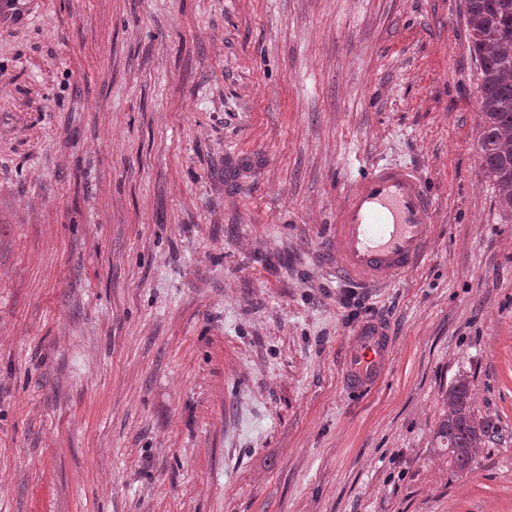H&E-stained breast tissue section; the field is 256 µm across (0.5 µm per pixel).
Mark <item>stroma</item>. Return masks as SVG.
<instances>
[{
  "mask_svg": "<svg viewBox=\"0 0 512 512\" xmlns=\"http://www.w3.org/2000/svg\"><path fill=\"white\" fill-rule=\"evenodd\" d=\"M478 78L464 0L1 6L0 512H512ZM382 164L434 234L362 288L328 232ZM369 319L395 343L355 397ZM461 379L497 427L466 475L436 436ZM393 335L379 320L362 323L353 335L342 363V384L354 396L370 390L382 377L390 358Z\"/></svg>",
  "mask_w": 512,
  "mask_h": 512,
  "instance_id": "stroma-1",
  "label": "stroma"
}]
</instances>
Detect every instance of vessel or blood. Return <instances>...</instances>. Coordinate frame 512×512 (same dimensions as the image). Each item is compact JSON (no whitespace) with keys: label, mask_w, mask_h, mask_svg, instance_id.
Returning a JSON list of instances; mask_svg holds the SVG:
<instances>
[{"label":"vessel or blood","mask_w":512,"mask_h":512,"mask_svg":"<svg viewBox=\"0 0 512 512\" xmlns=\"http://www.w3.org/2000/svg\"><path fill=\"white\" fill-rule=\"evenodd\" d=\"M435 199L419 171L380 166L345 192L331 238L340 276L385 285L412 271L427 254ZM393 335L382 321L355 331L342 363V384L353 395L370 390L390 358Z\"/></svg>","instance_id":"1"}]
</instances>
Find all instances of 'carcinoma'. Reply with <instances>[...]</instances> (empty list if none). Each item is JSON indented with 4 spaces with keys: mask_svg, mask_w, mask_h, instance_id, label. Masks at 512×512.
Wrapping results in <instances>:
<instances>
[{
    "mask_svg": "<svg viewBox=\"0 0 512 512\" xmlns=\"http://www.w3.org/2000/svg\"><path fill=\"white\" fill-rule=\"evenodd\" d=\"M464 11L479 63V157L512 220V0H464ZM444 405L438 437L459 471L476 461L495 426L475 418L464 382L445 392Z\"/></svg>",
    "mask_w": 512,
    "mask_h": 512,
    "instance_id": "carcinoma-1",
    "label": "carcinoma"
}]
</instances>
